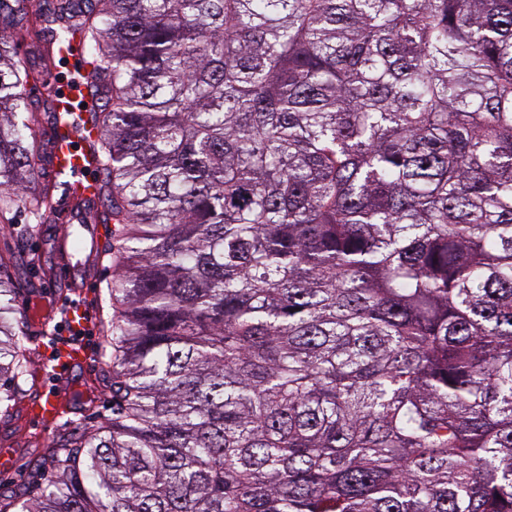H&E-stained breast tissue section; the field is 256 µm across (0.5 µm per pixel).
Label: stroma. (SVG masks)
Listing matches in <instances>:
<instances>
[{
	"label": "stroma",
	"instance_id": "obj_1",
	"mask_svg": "<svg viewBox=\"0 0 512 512\" xmlns=\"http://www.w3.org/2000/svg\"><path fill=\"white\" fill-rule=\"evenodd\" d=\"M17 53L31 71L33 111L43 109L41 85L49 72L55 75L71 102H79L80 93L74 82L76 63L72 58L65 56L50 67H43L39 40L25 28L17 31ZM13 220L18 226L29 227L30 232L23 238L11 231L0 232V258L5 260L13 281L26 284L16 308L24 315L28 329L42 336L44 343L42 349L27 350L30 374L24 388L26 399H30L39 393L46 347L65 338L62 306L75 299L77 287H88L95 318L107 319L112 315L107 295L112 260L95 252L96 246L108 242L110 230L104 224L84 226L74 222L63 226L51 220L38 224L23 212L15 213ZM111 381L112 366L99 355L86 368L74 369L64 383L70 397V413L59 428V435L81 433L110 417ZM50 444V438L38 434L25 421L23 402L16 403L10 416L0 418V452L18 459L14 471L0 472V504L9 505L14 496L44 483L48 473L38 463Z\"/></svg>",
	"mask_w": 512,
	"mask_h": 512
}]
</instances>
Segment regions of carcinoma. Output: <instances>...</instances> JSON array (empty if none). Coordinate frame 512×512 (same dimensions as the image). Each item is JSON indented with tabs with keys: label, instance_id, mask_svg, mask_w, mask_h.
I'll return each instance as SVG.
<instances>
[{
	"label": "carcinoma",
	"instance_id": "cac0c4a2",
	"mask_svg": "<svg viewBox=\"0 0 512 512\" xmlns=\"http://www.w3.org/2000/svg\"><path fill=\"white\" fill-rule=\"evenodd\" d=\"M0 7V220L39 221ZM94 90L112 418L14 512H512V0H57ZM0 258V415L28 366Z\"/></svg>",
	"mask_w": 512,
	"mask_h": 512
}]
</instances>
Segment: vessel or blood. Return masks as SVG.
I'll use <instances>...</instances> for the list:
<instances>
[{"mask_svg": "<svg viewBox=\"0 0 512 512\" xmlns=\"http://www.w3.org/2000/svg\"><path fill=\"white\" fill-rule=\"evenodd\" d=\"M93 138L91 130L62 123L52 129V151L48 171L51 178L64 182V194L59 207L77 215L97 196L96 168L87 158V148ZM90 352L79 342H61L53 356L46 359L43 369L50 375L64 378L76 367L88 363ZM68 412V404L55 395H40L29 401L26 418L41 430L54 428Z\"/></svg>", "mask_w": 512, "mask_h": 512, "instance_id": "vessel-or-blood-1", "label": "vessel or blood"}]
</instances>
